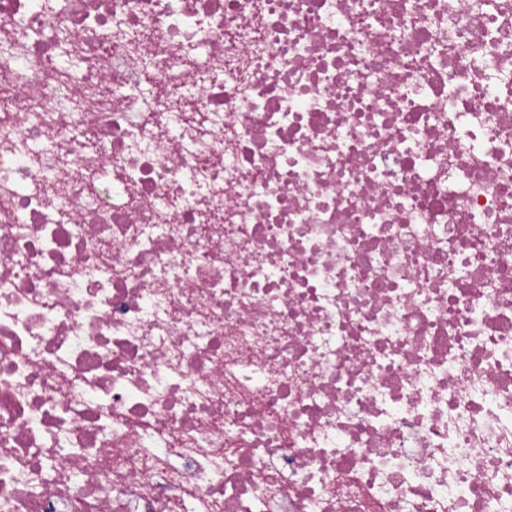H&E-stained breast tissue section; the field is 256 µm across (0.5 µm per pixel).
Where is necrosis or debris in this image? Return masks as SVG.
<instances>
[{"label": "necrosis or debris", "instance_id": "1", "mask_svg": "<svg viewBox=\"0 0 512 512\" xmlns=\"http://www.w3.org/2000/svg\"><path fill=\"white\" fill-rule=\"evenodd\" d=\"M0 512H512V0H0Z\"/></svg>", "mask_w": 512, "mask_h": 512}]
</instances>
